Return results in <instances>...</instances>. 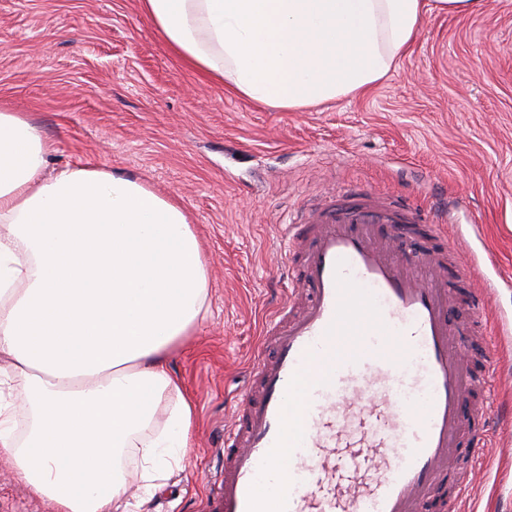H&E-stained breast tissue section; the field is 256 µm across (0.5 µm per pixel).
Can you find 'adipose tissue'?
<instances>
[{
	"label": "adipose tissue",
	"instance_id": "ef3b65f1",
	"mask_svg": "<svg viewBox=\"0 0 512 512\" xmlns=\"http://www.w3.org/2000/svg\"><path fill=\"white\" fill-rule=\"evenodd\" d=\"M480 5L142 0L188 66L294 111L372 87L427 14ZM53 151L25 114L0 109V456L53 512H118L126 451L152 484L190 444L193 406L168 358L208 310V270L179 201L99 166L46 176Z\"/></svg>",
	"mask_w": 512,
	"mask_h": 512
}]
</instances>
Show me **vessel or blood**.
<instances>
[{
    "label": "vessel or blood",
    "instance_id": "1",
    "mask_svg": "<svg viewBox=\"0 0 512 512\" xmlns=\"http://www.w3.org/2000/svg\"><path fill=\"white\" fill-rule=\"evenodd\" d=\"M451 219L357 189L285 226L289 291L250 364L257 389L224 430L214 512H422L460 453L489 466L485 430L464 411ZM494 292L483 281L472 306L511 348Z\"/></svg>",
    "mask_w": 512,
    "mask_h": 512
}]
</instances>
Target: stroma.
<instances>
[{
	"label": "stroma",
	"mask_w": 512,
	"mask_h": 512,
	"mask_svg": "<svg viewBox=\"0 0 512 512\" xmlns=\"http://www.w3.org/2000/svg\"><path fill=\"white\" fill-rule=\"evenodd\" d=\"M0 106L54 145L49 171L102 166L184 205L200 241L209 315L168 366L195 410L191 446L155 490L135 463L123 512H208L224 427L251 386L268 314L287 289L279 231L306 202L357 186L418 207L455 205L493 255L512 310V0L434 13L411 52L362 96L307 110L255 105L169 50L140 0H0ZM486 392L512 396V358L490 350ZM493 462L462 512H512V412L489 422ZM0 512H52L0 456Z\"/></svg>",
	"instance_id": "stroma-1"
}]
</instances>
